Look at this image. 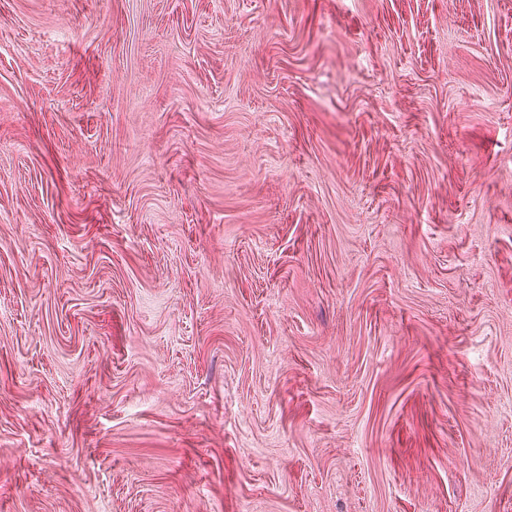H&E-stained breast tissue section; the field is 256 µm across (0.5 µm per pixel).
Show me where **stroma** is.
<instances>
[{
    "mask_svg": "<svg viewBox=\"0 0 512 512\" xmlns=\"http://www.w3.org/2000/svg\"><path fill=\"white\" fill-rule=\"evenodd\" d=\"M0 512H512V0H0Z\"/></svg>",
    "mask_w": 512,
    "mask_h": 512,
    "instance_id": "35a3bbf8",
    "label": "stroma"
}]
</instances>
